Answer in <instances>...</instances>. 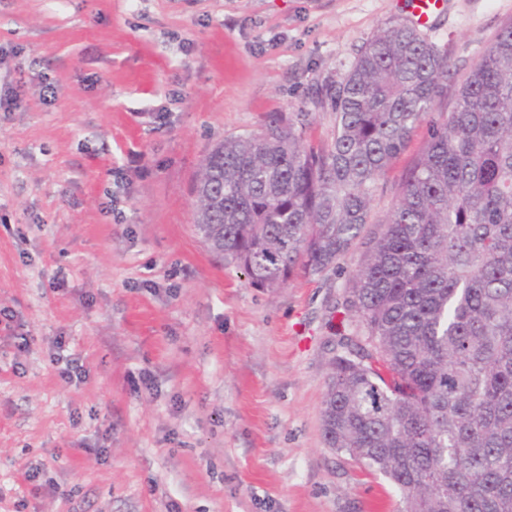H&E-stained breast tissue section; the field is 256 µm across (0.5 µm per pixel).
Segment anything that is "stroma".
I'll return each instance as SVG.
<instances>
[{
	"instance_id": "stroma-1",
	"label": "stroma",
	"mask_w": 512,
	"mask_h": 512,
	"mask_svg": "<svg viewBox=\"0 0 512 512\" xmlns=\"http://www.w3.org/2000/svg\"><path fill=\"white\" fill-rule=\"evenodd\" d=\"M407 18L404 0H0V96L24 95L0 112V512H396L321 427L363 242L252 288L197 235L193 186L217 141L308 107ZM510 22L512 0H442L421 25L452 64L443 111Z\"/></svg>"
}]
</instances>
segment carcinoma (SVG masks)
<instances>
[{"label":"carcinoma","instance_id":"carcinoma-1","mask_svg":"<svg viewBox=\"0 0 512 512\" xmlns=\"http://www.w3.org/2000/svg\"><path fill=\"white\" fill-rule=\"evenodd\" d=\"M448 53L411 24L378 29L310 112H273L203 159L194 224L252 288L335 266L381 178L427 125L342 307L321 410L326 447L381 476L400 512H512V23L441 121Z\"/></svg>","mask_w":512,"mask_h":512}]
</instances>
